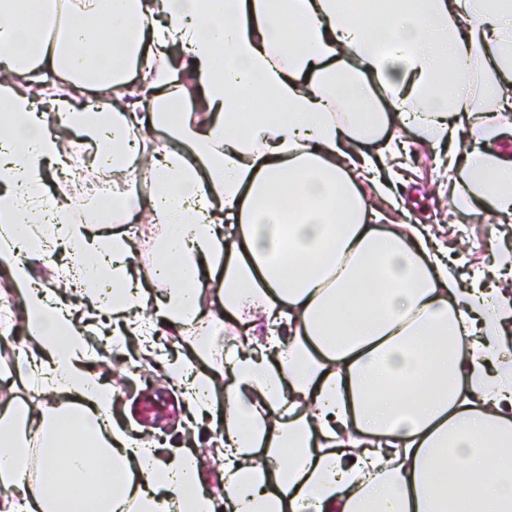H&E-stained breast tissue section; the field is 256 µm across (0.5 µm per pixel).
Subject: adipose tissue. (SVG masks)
Listing matches in <instances>:
<instances>
[{
  "instance_id": "1",
  "label": "adipose tissue",
  "mask_w": 512,
  "mask_h": 512,
  "mask_svg": "<svg viewBox=\"0 0 512 512\" xmlns=\"http://www.w3.org/2000/svg\"><path fill=\"white\" fill-rule=\"evenodd\" d=\"M383 101L447 145L459 209L512 221V153L465 147L500 137L512 109V0H0V273L32 343L12 373L67 397L0 412V485L40 463L0 512H512V294L462 280L418 225H374L359 178L392 199L396 182L352 148L379 139ZM156 127L167 139L144 152L132 135ZM62 159L72 179L111 175L113 210L164 227L153 304L126 233L72 220L55 237L93 318L117 316L106 336L193 335L167 376L216 436L220 491L199 450L113 421L83 332L35 282L46 164ZM206 318L237 331L220 369L197 365Z\"/></svg>"
}]
</instances>
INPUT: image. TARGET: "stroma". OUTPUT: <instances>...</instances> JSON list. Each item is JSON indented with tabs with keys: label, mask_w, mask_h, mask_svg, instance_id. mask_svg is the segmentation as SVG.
Here are the masks:
<instances>
[{
	"label": "stroma",
	"mask_w": 512,
	"mask_h": 512,
	"mask_svg": "<svg viewBox=\"0 0 512 512\" xmlns=\"http://www.w3.org/2000/svg\"><path fill=\"white\" fill-rule=\"evenodd\" d=\"M389 130L407 145L400 180L405 186L404 198L413 205L411 221L432 225L439 232L451 253L459 255L462 277L489 266L501 251L512 250V222H503L486 205L464 212L455 208L444 148L423 142L416 133L401 131L394 120ZM138 351V345L127 342L92 359L96 370L119 394L117 423L150 427L168 442L188 443L191 430L181 420L184 404L180 389L165 380L163 368L155 363L128 368L129 358Z\"/></svg>",
	"instance_id": "stroma-1"
}]
</instances>
